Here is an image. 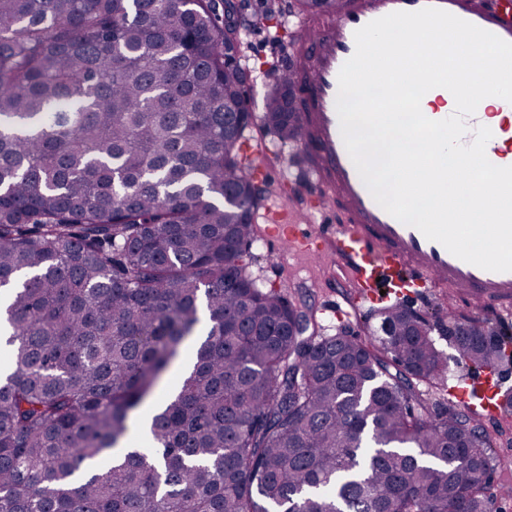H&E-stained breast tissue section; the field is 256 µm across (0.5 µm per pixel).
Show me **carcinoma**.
I'll return each mask as SVG.
<instances>
[{
	"instance_id": "cac0c4a2",
	"label": "carcinoma",
	"mask_w": 512,
	"mask_h": 512,
	"mask_svg": "<svg viewBox=\"0 0 512 512\" xmlns=\"http://www.w3.org/2000/svg\"><path fill=\"white\" fill-rule=\"evenodd\" d=\"M310 19L337 0H295ZM237 0H0V512H497L482 413L420 386L494 370L512 333L395 303L387 333H318L246 273L268 187L224 21ZM279 70L264 126L295 142ZM188 370L117 448L168 365ZM448 370V379L443 385H422L420 388L425 391L426 394H429L428 397H430L431 401L436 403V405L447 410L450 408L458 411H464L467 408L458 402V399L456 398V390L457 387L460 386L461 382L466 383L468 379L472 377L471 373L475 368L465 365V363L456 364L450 360Z\"/></svg>"
}]
</instances>
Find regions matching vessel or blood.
Instances as JSON below:
<instances>
[{"label":"vessel or blood","instance_id":"1","mask_svg":"<svg viewBox=\"0 0 512 512\" xmlns=\"http://www.w3.org/2000/svg\"><path fill=\"white\" fill-rule=\"evenodd\" d=\"M426 6L512 42V20L492 7H474L471 0H341L327 24L302 39L311 65L298 77L305 104L298 143L309 152L305 176L320 192L298 209L283 199L269 205L263 236L295 255L329 258L365 301L393 288H442L481 297L507 311L512 309V272L467 263L386 212L363 183L342 139L336 110L338 74L355 52V32L387 14ZM491 131L486 155L497 165L512 153V121L501 119ZM305 216L316 219L313 229L302 228ZM499 387L493 377L480 375L461 394L480 399L491 410Z\"/></svg>","mask_w":512,"mask_h":512}]
</instances>
